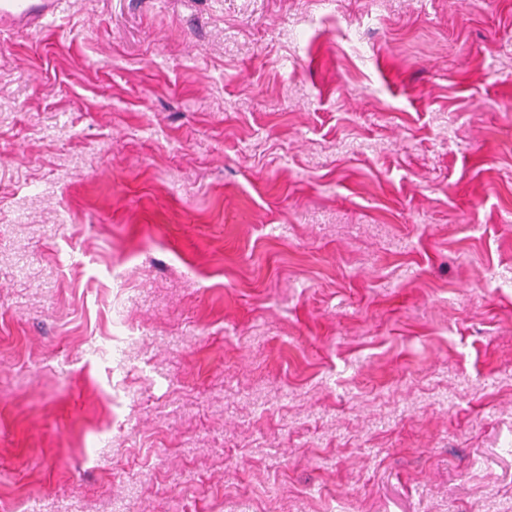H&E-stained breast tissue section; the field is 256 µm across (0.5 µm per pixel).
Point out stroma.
I'll list each match as a JSON object with an SVG mask.
<instances>
[{"instance_id":"stroma-1","label":"stroma","mask_w":512,"mask_h":512,"mask_svg":"<svg viewBox=\"0 0 512 512\" xmlns=\"http://www.w3.org/2000/svg\"><path fill=\"white\" fill-rule=\"evenodd\" d=\"M0 512H512V0L0 32Z\"/></svg>"}]
</instances>
